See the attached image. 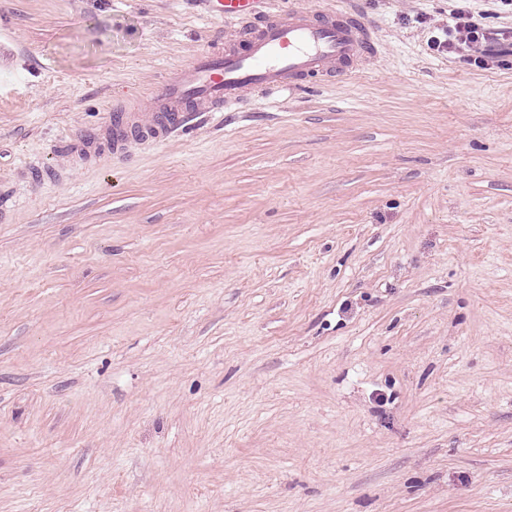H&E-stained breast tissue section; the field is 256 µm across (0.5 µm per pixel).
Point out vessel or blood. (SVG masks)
<instances>
[{
	"label": "vessel or blood",
	"mask_w": 512,
	"mask_h": 512,
	"mask_svg": "<svg viewBox=\"0 0 512 512\" xmlns=\"http://www.w3.org/2000/svg\"><path fill=\"white\" fill-rule=\"evenodd\" d=\"M265 0H208L220 17L249 23L232 31L222 53H201L174 73L144 109L119 113L112 124V150L131 140L163 142L179 135L191 117L182 104L192 99L200 112H235L243 102L273 89L356 73L376 51L373 32L349 10L316 13L303 7L268 12ZM245 49H238V40Z\"/></svg>",
	"instance_id": "obj_1"
}]
</instances>
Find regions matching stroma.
<instances>
[{"label": "stroma", "instance_id": "35a3bbf8", "mask_svg": "<svg viewBox=\"0 0 512 512\" xmlns=\"http://www.w3.org/2000/svg\"><path fill=\"white\" fill-rule=\"evenodd\" d=\"M299 2L377 54L76 163L232 22L0 0V512H512V67Z\"/></svg>", "mask_w": 512, "mask_h": 512}]
</instances>
